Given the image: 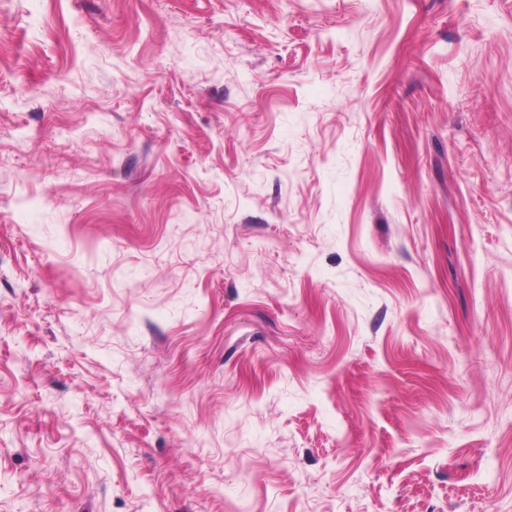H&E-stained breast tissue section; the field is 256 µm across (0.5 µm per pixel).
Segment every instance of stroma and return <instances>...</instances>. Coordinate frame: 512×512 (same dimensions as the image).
<instances>
[{
	"instance_id": "stroma-1",
	"label": "stroma",
	"mask_w": 512,
	"mask_h": 512,
	"mask_svg": "<svg viewBox=\"0 0 512 512\" xmlns=\"http://www.w3.org/2000/svg\"><path fill=\"white\" fill-rule=\"evenodd\" d=\"M0 512H512V0H0Z\"/></svg>"
}]
</instances>
